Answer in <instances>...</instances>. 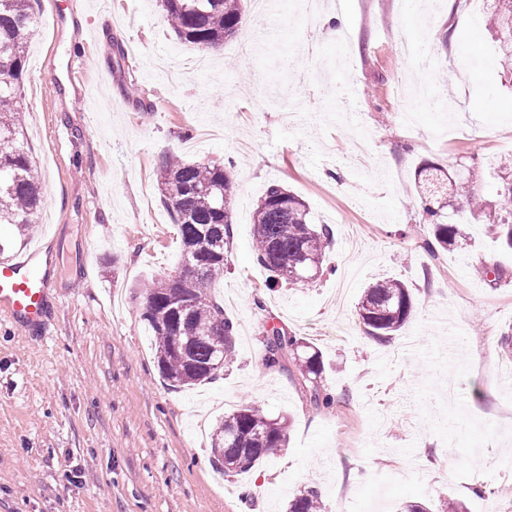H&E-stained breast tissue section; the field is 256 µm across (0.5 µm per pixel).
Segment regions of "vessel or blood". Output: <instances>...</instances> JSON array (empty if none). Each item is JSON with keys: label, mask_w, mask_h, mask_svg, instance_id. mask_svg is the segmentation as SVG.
Segmentation results:
<instances>
[{"label": "vessel or blood", "mask_w": 512, "mask_h": 512, "mask_svg": "<svg viewBox=\"0 0 512 512\" xmlns=\"http://www.w3.org/2000/svg\"><path fill=\"white\" fill-rule=\"evenodd\" d=\"M52 274L51 259L37 250L0 258V314L26 330L44 327Z\"/></svg>", "instance_id": "vessel-or-blood-1"}]
</instances>
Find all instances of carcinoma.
Segmentation results:
<instances>
[{"instance_id":"carcinoma-1","label":"carcinoma","mask_w":512,"mask_h":512,"mask_svg":"<svg viewBox=\"0 0 512 512\" xmlns=\"http://www.w3.org/2000/svg\"><path fill=\"white\" fill-rule=\"evenodd\" d=\"M33 0H0V224L18 236L32 230L42 203V186L33 174V161L20 141L21 79L29 29L34 22ZM176 36L201 49L224 44L239 31L244 0H164ZM489 23L495 31L501 64L512 67V0H493ZM161 202L178 225L183 260L181 279L165 275L145 289L141 318L154 336L155 359L173 387H188L216 379L236 350L237 325L211 297L215 278L228 263L235 186L223 165L186 163L170 159L160 169ZM422 219L433 240L427 251L465 253L468 243L460 225L448 220L439 194L429 181ZM489 209L482 197L468 191L474 219L488 225L512 248V183L498 193ZM334 232L314 224L299 196L278 184L267 187L253 214L254 256L269 272L273 285L308 286L324 274L326 254ZM190 301L187 313L170 311L172 300ZM412 288L398 278H384L364 288L356 306L359 324L368 338L390 342L413 319ZM268 367L297 371L299 389L310 406L328 407L333 398L322 384L325 365L313 344L272 324L260 337ZM286 421L267 416L255 403L224 415L213 428L212 466L226 476L245 474L264 458L286 446ZM287 512H325L320 494L305 487L288 501Z\"/></svg>"}]
</instances>
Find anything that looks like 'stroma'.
Instances as JSON below:
<instances>
[{
	"label": "stroma",
	"mask_w": 512,
	"mask_h": 512,
	"mask_svg": "<svg viewBox=\"0 0 512 512\" xmlns=\"http://www.w3.org/2000/svg\"><path fill=\"white\" fill-rule=\"evenodd\" d=\"M326 0L346 26H310L297 0L264 16L244 4L241 37L195 66L162 0H38L22 73L24 146L44 187L20 253L52 248V313L43 338L0 316V512H284L306 486L327 512H396L449 497L495 512L512 484V249L472 222L467 254L432 259L415 173L474 171L496 201L512 157V71L498 62L485 0ZM427 36L416 70L402 38ZM125 57L116 60L115 45ZM112 82L96 87L98 73ZM438 102L397 115L399 87ZM217 162L236 195L229 263L212 290L249 343L213 383L164 381L141 319L144 287L177 271V228L160 202L169 157ZM334 229L333 271L306 288L266 285L253 213L270 183ZM505 276L488 282L480 269ZM381 277L415 290L413 321L389 345L367 338L356 303ZM273 323L316 345L329 409L267 368ZM291 417L286 448L236 477L213 471L209 432L248 402Z\"/></svg>",
	"instance_id": "obj_1"
}]
</instances>
